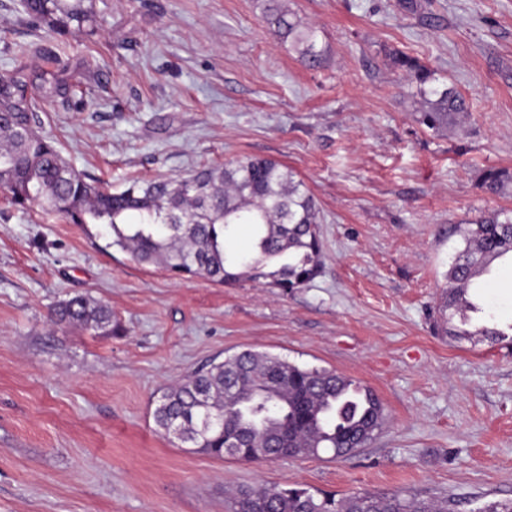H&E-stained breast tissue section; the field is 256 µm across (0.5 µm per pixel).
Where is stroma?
Listing matches in <instances>:
<instances>
[{"instance_id":"1","label":"stroma","mask_w":512,"mask_h":512,"mask_svg":"<svg viewBox=\"0 0 512 512\" xmlns=\"http://www.w3.org/2000/svg\"><path fill=\"white\" fill-rule=\"evenodd\" d=\"M280 0L326 53L319 66L264 19L268 0H93V33L61 39L0 0V72L30 91L63 74L41 129L85 174L123 190L246 156L286 165L317 205L320 273L282 292L180 279L0 189V512H226L240 486L344 497L409 490L478 512L512 499V342L455 338L435 319L458 225L512 211V0ZM416 58L468 110L419 120ZM83 294L121 331L53 327ZM512 324V263L477 298ZM253 349L372 388L382 431L350 459L246 463L177 447L156 401L212 360ZM512 184V175L502 169L490 168L481 175L480 187L494 194H504Z\"/></svg>"}]
</instances>
